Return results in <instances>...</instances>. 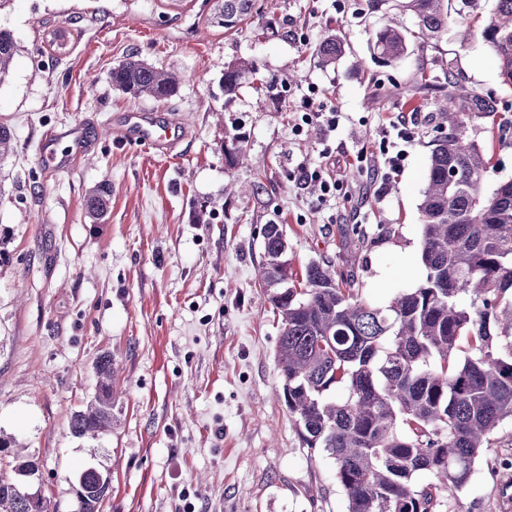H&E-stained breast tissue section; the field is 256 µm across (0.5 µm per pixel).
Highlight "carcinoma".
I'll return each instance as SVG.
<instances>
[{
  "instance_id": "carcinoma-1",
  "label": "carcinoma",
  "mask_w": 512,
  "mask_h": 512,
  "mask_svg": "<svg viewBox=\"0 0 512 512\" xmlns=\"http://www.w3.org/2000/svg\"><path fill=\"white\" fill-rule=\"evenodd\" d=\"M417 18L412 38L439 39L451 14L476 10L477 0H406ZM255 0H219L214 19L236 31L253 15ZM479 36L493 50L501 82L512 86V0H497ZM374 47L388 61L408 52L406 33L391 24L376 33ZM20 45L0 27V80ZM318 52L336 62L342 43L330 36ZM254 62L224 69V95L233 97ZM111 81L134 98L165 100L179 89L176 74L133 57L112 68ZM471 112H496L472 90L437 106L439 126L462 124L456 104ZM13 131L0 124V161L14 152ZM491 157L452 133L436 140L419 204L420 258L424 281L385 306L362 301L354 280L336 282L331 265L307 264L298 288L287 271V242L279 224L263 230L260 270L269 300L281 316L278 370L290 417L307 448H321L336 465L346 512H454L451 501L470 482L483 449L512 420V180L490 191ZM111 188L97 186L87 200L94 219L106 214ZM98 386L86 407L73 414L77 437L97 439L112 431L115 371L112 356L97 366ZM343 395L333 396L336 389ZM0 470V512H50L49 502L19 489L15 473L37 470L13 456ZM428 471L434 480L419 483ZM84 497L77 512H99L110 482L94 468L78 477Z\"/></svg>"
}]
</instances>
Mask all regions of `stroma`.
Here are the masks:
<instances>
[{
  "mask_svg": "<svg viewBox=\"0 0 512 512\" xmlns=\"http://www.w3.org/2000/svg\"><path fill=\"white\" fill-rule=\"evenodd\" d=\"M402 0H257L228 34L211 25L215 0H12L0 11L24 50L0 81V123L15 152L0 162V432L38 465L25 489L52 512H74L78 475L111 477L99 512H346L335 465L304 447L282 394L281 323L258 277L265 225H282L295 271L331 263L365 302L383 306L421 284L419 203L434 119L449 80L496 102L468 112L460 135L492 153L494 188L512 178V110L493 54L461 45L457 23L428 46L410 42L388 62L374 49L388 20L406 31ZM339 35L344 51L322 66L317 48ZM64 49H57V41ZM176 72L175 96L133 98L109 74L129 57ZM256 64L239 94L221 78L240 59ZM319 88L339 112L335 131L295 133L300 105ZM148 111L179 124L161 155L117 134L124 116ZM413 123L400 171L379 143L393 122ZM84 127V149L57 147L58 169L38 147L49 132ZM246 149L224 161L225 138ZM366 153L368 169L352 167ZM325 168L342 188L319 202L301 169ZM112 189L108 214L91 219L88 193ZM117 362L116 420L92 440L70 431L96 391V366ZM512 424L504 423L460 493L458 512H512Z\"/></svg>",
  "mask_w": 512,
  "mask_h": 512,
  "instance_id": "1",
  "label": "stroma"
}]
</instances>
